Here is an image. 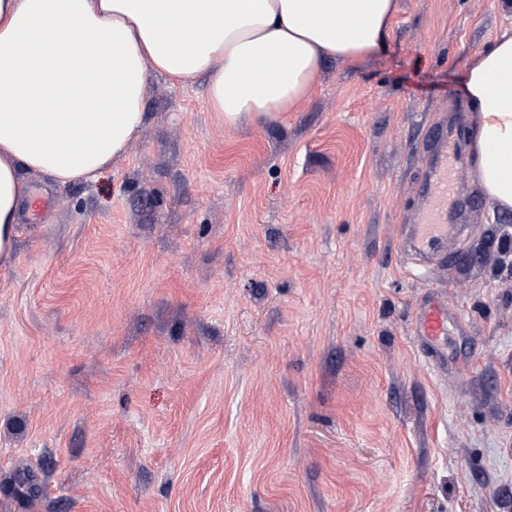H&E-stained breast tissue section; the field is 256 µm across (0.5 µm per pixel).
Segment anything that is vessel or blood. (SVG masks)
Here are the masks:
<instances>
[{
    "label": "vessel or blood",
    "instance_id": "vessel-or-blood-1",
    "mask_svg": "<svg viewBox=\"0 0 512 512\" xmlns=\"http://www.w3.org/2000/svg\"><path fill=\"white\" fill-rule=\"evenodd\" d=\"M438 159L426 167L428 186L415 223L404 225L402 250L408 259L424 269L443 267L448 245L462 232L458 217L463 210L456 191V173L448 165L452 137L447 130L436 135ZM448 330V294L431 293L419 312L417 332L424 347H435Z\"/></svg>",
    "mask_w": 512,
    "mask_h": 512
}]
</instances>
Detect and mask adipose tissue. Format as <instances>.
<instances>
[{
    "label": "adipose tissue",
    "mask_w": 512,
    "mask_h": 512,
    "mask_svg": "<svg viewBox=\"0 0 512 512\" xmlns=\"http://www.w3.org/2000/svg\"><path fill=\"white\" fill-rule=\"evenodd\" d=\"M399 0H0V259L27 175L94 181L136 140L147 76L209 77L225 124L294 112L330 59L385 51ZM471 173L512 213V29L471 60Z\"/></svg>",
    "instance_id": "adipose-tissue-1"
}]
</instances>
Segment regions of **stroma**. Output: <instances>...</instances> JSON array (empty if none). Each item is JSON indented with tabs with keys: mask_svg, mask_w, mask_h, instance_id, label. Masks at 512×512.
I'll list each match as a JSON object with an SVG mask.
<instances>
[{
	"mask_svg": "<svg viewBox=\"0 0 512 512\" xmlns=\"http://www.w3.org/2000/svg\"><path fill=\"white\" fill-rule=\"evenodd\" d=\"M502 0H400L386 51L225 125L148 79L97 182L30 177L0 261V512H512V215L406 266L436 127L469 176ZM448 291L447 369L414 327ZM36 487L22 497L19 477Z\"/></svg>",
	"mask_w": 512,
	"mask_h": 512,
	"instance_id": "35a3bbf8",
	"label": "stroma"
}]
</instances>
